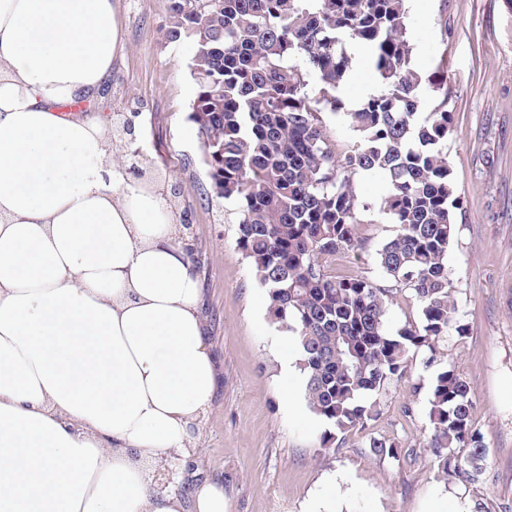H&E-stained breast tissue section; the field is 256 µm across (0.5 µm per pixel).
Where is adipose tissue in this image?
<instances>
[{
  "mask_svg": "<svg viewBox=\"0 0 512 512\" xmlns=\"http://www.w3.org/2000/svg\"><path fill=\"white\" fill-rule=\"evenodd\" d=\"M120 48L116 0H0V512H227L220 479L147 474L216 391L178 215L60 113ZM179 455H173L158 465L156 477L160 476L158 483L160 489L177 493L182 498H188L195 478L189 472L181 473L178 462Z\"/></svg>",
  "mask_w": 512,
  "mask_h": 512,
  "instance_id": "adipose-tissue-1",
  "label": "adipose tissue"
}]
</instances>
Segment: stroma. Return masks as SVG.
<instances>
[{"label":"stroma","instance_id":"obj_1","mask_svg":"<svg viewBox=\"0 0 512 512\" xmlns=\"http://www.w3.org/2000/svg\"><path fill=\"white\" fill-rule=\"evenodd\" d=\"M448 4V30L435 24ZM412 64L423 74L447 57L441 85L448 91L453 130L448 164L462 201L461 232L448 251L464 340L449 338L447 359L475 396L474 422L488 446L483 483H445L425 443L428 399L437 374L422 356L382 398L379 418L321 450L325 425L305 400V381L286 388L277 345L283 331L267 312L268 298L235 242V227L220 222V206L205 193L203 139L187 121L196 86L188 64L193 46L166 39L164 0H119L122 49L91 109L108 122L138 101L139 147L159 151L149 177L178 182L177 207L187 208L191 238L201 247L202 313L218 373L213 407L195 430L191 472L177 458L161 461V489L188 497L195 477L220 475L227 512H428L434 498L512 512V0H408ZM370 202L357 232L361 254L337 257L340 275L380 280L377 248L396 227L378 209L385 184L358 176ZM401 442L412 458L371 455L367 437Z\"/></svg>","mask_w":512,"mask_h":512}]
</instances>
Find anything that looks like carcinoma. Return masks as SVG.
Masks as SVG:
<instances>
[{
  "instance_id": "carcinoma-1",
  "label": "carcinoma",
  "mask_w": 512,
  "mask_h": 512,
  "mask_svg": "<svg viewBox=\"0 0 512 512\" xmlns=\"http://www.w3.org/2000/svg\"><path fill=\"white\" fill-rule=\"evenodd\" d=\"M167 41L196 46L188 120L204 137L202 163L213 196L233 205L236 244L266 289L271 320L298 337L310 410L329 449L381 414L389 385L408 372L410 354L439 371L429 397L438 473L480 483L488 450L473 414L474 395L441 343L461 340L448 269L457 240L444 144L453 124L448 93L411 65L406 0H165ZM370 51L381 90L351 111L336 95L352 63L345 44ZM442 93L420 115L419 89ZM339 117L358 144L336 153L326 115ZM124 140L122 165L136 179L155 163ZM388 184L380 210L396 230L376 251L383 283L331 271L336 256L361 252L356 232L372 209L358 175ZM411 299L419 319L396 332L388 306ZM366 448L396 461L413 449L371 437Z\"/></svg>"
}]
</instances>
